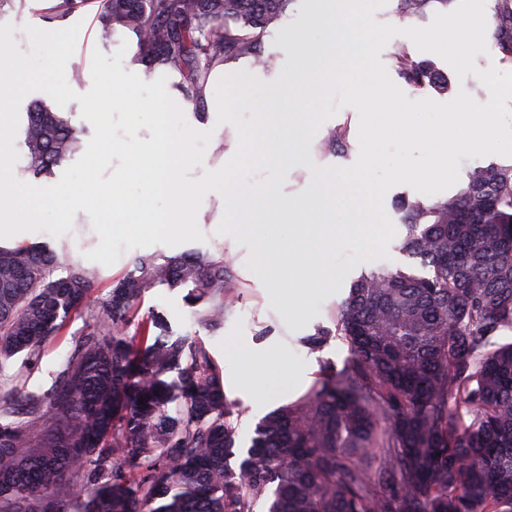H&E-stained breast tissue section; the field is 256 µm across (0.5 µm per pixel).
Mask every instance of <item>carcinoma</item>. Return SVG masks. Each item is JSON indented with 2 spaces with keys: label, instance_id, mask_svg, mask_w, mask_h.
Segmentation results:
<instances>
[{
  "label": "carcinoma",
  "instance_id": "carcinoma-1",
  "mask_svg": "<svg viewBox=\"0 0 512 512\" xmlns=\"http://www.w3.org/2000/svg\"><path fill=\"white\" fill-rule=\"evenodd\" d=\"M294 2L99 0L98 38H131V62L179 76L197 112L215 65H276L261 40ZM453 2L396 0L395 15L411 24ZM489 2L493 56L512 65V0ZM91 4L56 0L52 17ZM394 60L410 88L448 89L409 44ZM81 146L62 111L33 105L30 177H51ZM322 146L349 149L347 129H329ZM399 208L395 250L408 266L363 271L334 328L300 338L318 350L340 337L348 367L265 416L236 469L223 368L202 342L169 335L159 314L139 315L152 289L182 287L199 328L222 325L239 287L224 247L136 256L51 397L26 390L21 372L0 381V512H43L46 499L58 512H253L259 501L267 512H512V163L475 165L455 193ZM98 277L64 245L1 246L0 373L21 352L37 359ZM93 468L110 476L88 489Z\"/></svg>",
  "mask_w": 512,
  "mask_h": 512
}]
</instances>
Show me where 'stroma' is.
<instances>
[{"label":"stroma","mask_w":512,"mask_h":512,"mask_svg":"<svg viewBox=\"0 0 512 512\" xmlns=\"http://www.w3.org/2000/svg\"><path fill=\"white\" fill-rule=\"evenodd\" d=\"M52 0H26L25 4L4 5L0 7V24L10 23L15 27L13 38L20 51L30 53L31 47L24 31L25 26L32 25L46 30H59L80 24L73 56L66 64L67 69L82 68L85 77L74 90L83 94L90 90L92 79L89 71L92 67V52L94 48H102L104 54H113L115 45L101 46L95 36L98 25L96 6H88L62 19H52L50 10ZM319 12L315 0H295L288 13L287 19L263 39L265 53L274 55L277 59L275 70L256 71L255 76L261 81L272 82L275 75L289 73L292 61L287 54L286 33L307 30L310 37L322 40L324 30L320 27L307 28L308 20L317 18ZM344 126L348 129L349 150L336 153L321 149L320 143L327 129ZM359 116L354 108L341 109L334 117L325 121L318 128L308 146V160L297 163L285 174V180L279 191L283 197L298 199L308 188L312 180L310 165L322 167H347L352 165L359 154L358 142ZM224 207L221 201L210 200L204 209V218L200 226L205 239L196 243H183L176 246L157 245V252L174 255L184 251L200 252L214 251L216 247H224L232 259V269L241 283L238 294L225 316L224 323L212 331L197 329L192 315L183 296L181 288H156L148 293L141 303L142 310L158 311L165 318L174 335L197 334L216 361H223L224 349L231 343H243L256 350H274L290 356L293 362L311 367L312 381H319L326 367H344L349 358L347 345L339 338H331L320 350L311 351L299 343L300 337L313 333L316 326L329 327L333 324L336 305L347 295L349 282L357 278L361 270L353 268L345 277V284L338 292L314 291L312 304L309 309L289 312L283 303H271L265 281L251 271L247 262L251 246L238 243L233 237L218 234L217 228L222 220ZM135 256L134 251L123 252L119 260L110 266H100V279L93 291L87 310L68 315L59 331L51 336L35 362H28L25 354L16 355L8 368L6 375L24 371L28 391L47 395L58 383L59 372L71 356L78 342L90 330V314L99 310L112 286L113 280L125 274L131 267Z\"/></svg>","instance_id":"1"}]
</instances>
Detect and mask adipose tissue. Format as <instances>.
<instances>
[{
    "label": "adipose tissue",
    "mask_w": 512,
    "mask_h": 512,
    "mask_svg": "<svg viewBox=\"0 0 512 512\" xmlns=\"http://www.w3.org/2000/svg\"><path fill=\"white\" fill-rule=\"evenodd\" d=\"M225 358L234 369V385L249 400L253 412L260 413L270 401L271 379L289 381L300 369L287 358L270 352H257L241 344L229 345Z\"/></svg>",
    "instance_id": "1"
}]
</instances>
